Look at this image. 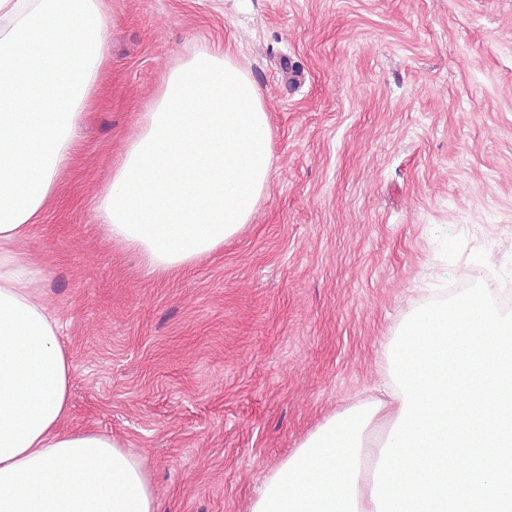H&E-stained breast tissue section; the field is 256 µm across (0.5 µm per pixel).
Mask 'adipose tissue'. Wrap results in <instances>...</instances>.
Returning a JSON list of instances; mask_svg holds the SVG:
<instances>
[{
  "mask_svg": "<svg viewBox=\"0 0 512 512\" xmlns=\"http://www.w3.org/2000/svg\"><path fill=\"white\" fill-rule=\"evenodd\" d=\"M103 0H0V512H156L141 463L112 437L67 431L72 362L12 246L73 161V131L107 64ZM260 88L195 49L140 118L96 219L163 273L250 223L270 178Z\"/></svg>",
  "mask_w": 512,
  "mask_h": 512,
  "instance_id": "ef3b65f1",
  "label": "adipose tissue"
}]
</instances>
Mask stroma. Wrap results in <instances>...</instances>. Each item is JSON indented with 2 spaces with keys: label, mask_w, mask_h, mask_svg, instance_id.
<instances>
[{
  "label": "stroma",
  "mask_w": 512,
  "mask_h": 512,
  "mask_svg": "<svg viewBox=\"0 0 512 512\" xmlns=\"http://www.w3.org/2000/svg\"><path fill=\"white\" fill-rule=\"evenodd\" d=\"M108 68L17 242L73 365L63 429L114 438L157 512H251L329 417L381 399L409 314L468 285L512 307V0H104ZM261 88L250 224L159 275L97 194L199 45Z\"/></svg>",
  "instance_id": "1"
}]
</instances>
